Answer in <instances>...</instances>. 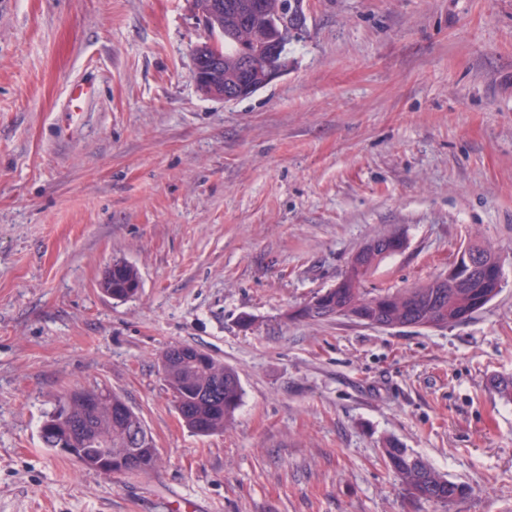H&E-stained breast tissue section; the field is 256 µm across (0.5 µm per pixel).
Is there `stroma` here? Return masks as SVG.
Listing matches in <instances>:
<instances>
[{"instance_id": "35a3bbf8", "label": "stroma", "mask_w": 512, "mask_h": 512, "mask_svg": "<svg viewBox=\"0 0 512 512\" xmlns=\"http://www.w3.org/2000/svg\"><path fill=\"white\" fill-rule=\"evenodd\" d=\"M307 27L224 103L193 80L192 0H0V512H512L488 384L512 375V0H312ZM391 234L367 289L478 242L501 292L445 328L288 319ZM176 345L237 372L223 432L181 421ZM74 389L124 399L159 465L108 479L46 448ZM389 439L466 496L411 503ZM106 277L108 288L103 289L104 293L113 296L116 295L119 299L134 296L139 287V278L135 269L121 261H116L112 264V268L108 271ZM103 285V288H107Z\"/></svg>"}]
</instances>
